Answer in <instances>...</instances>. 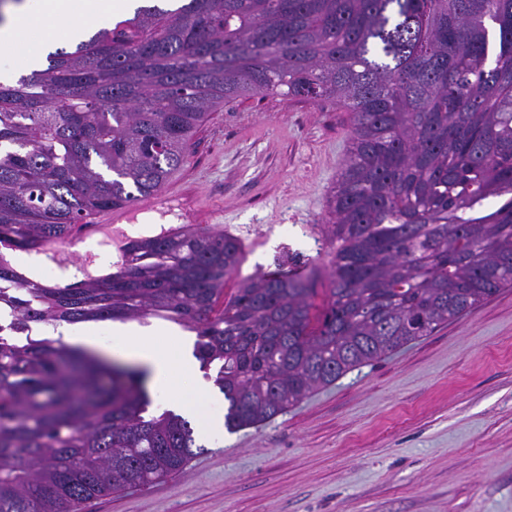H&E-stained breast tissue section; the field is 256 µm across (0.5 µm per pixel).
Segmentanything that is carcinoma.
Returning <instances> with one entry per match:
<instances>
[{"label": "carcinoma", "instance_id": "obj_1", "mask_svg": "<svg viewBox=\"0 0 512 512\" xmlns=\"http://www.w3.org/2000/svg\"><path fill=\"white\" fill-rule=\"evenodd\" d=\"M46 61L0 83V512H79L203 450L191 421L149 412L143 370L35 325L195 333L233 431L512 286V0H156ZM262 93L351 112L322 307L313 272L242 277V241L195 224L131 238L115 271L75 282L6 258L154 195L210 111Z\"/></svg>", "mask_w": 512, "mask_h": 512}]
</instances>
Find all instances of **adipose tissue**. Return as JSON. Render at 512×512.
<instances>
[{"mask_svg": "<svg viewBox=\"0 0 512 512\" xmlns=\"http://www.w3.org/2000/svg\"><path fill=\"white\" fill-rule=\"evenodd\" d=\"M134 9L133 0H6L0 7V49H13L25 37L33 39L36 47L20 56L14 66H0V82L11 81L15 70L42 68L47 53L58 43H77L86 33L109 26L115 16L132 15ZM54 337L72 347L146 367L150 396L170 410L194 417L203 435L216 438L222 434L220 422L206 409L211 402L206 388H199L201 402L197 405L178 392L177 376H198L189 337L166 330L148 335L137 325L121 322L102 327L66 324L57 328Z\"/></svg>", "mask_w": 512, "mask_h": 512, "instance_id": "ef3b65f1", "label": "adipose tissue"}]
</instances>
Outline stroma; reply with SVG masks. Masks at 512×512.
I'll list each match as a JSON object with an SVG mask.
<instances>
[{"instance_id": "obj_1", "label": "stroma", "mask_w": 512, "mask_h": 512, "mask_svg": "<svg viewBox=\"0 0 512 512\" xmlns=\"http://www.w3.org/2000/svg\"><path fill=\"white\" fill-rule=\"evenodd\" d=\"M347 112L259 94L217 108L138 210L165 226L239 237L243 274L329 271L311 225L349 147ZM100 232L62 280L110 273ZM185 471L81 512H512V287L381 360L348 371L259 427L204 440Z\"/></svg>"}]
</instances>
